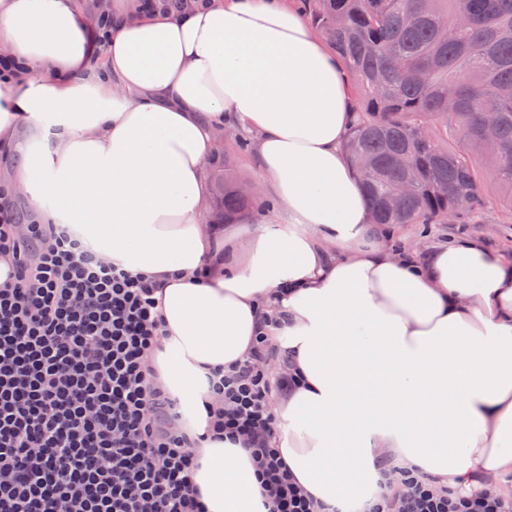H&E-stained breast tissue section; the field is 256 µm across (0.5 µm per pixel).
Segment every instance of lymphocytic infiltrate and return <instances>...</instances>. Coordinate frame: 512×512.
Masks as SVG:
<instances>
[{"instance_id":"1","label":"lymphocytic infiltrate","mask_w":512,"mask_h":512,"mask_svg":"<svg viewBox=\"0 0 512 512\" xmlns=\"http://www.w3.org/2000/svg\"><path fill=\"white\" fill-rule=\"evenodd\" d=\"M0 512H201L196 457L180 403L148 382L162 321L147 276L99 258L54 224H22L0 189ZM284 356L260 333L246 359L216 373L224 416L210 437L243 443L273 512H317L274 446L269 365ZM367 512H512V501L449 494L404 470Z\"/></svg>"}]
</instances>
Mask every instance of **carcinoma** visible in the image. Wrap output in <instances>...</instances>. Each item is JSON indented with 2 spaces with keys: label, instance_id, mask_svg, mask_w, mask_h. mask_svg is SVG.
Here are the masks:
<instances>
[{
  "label": "carcinoma",
  "instance_id": "cac0c4a2",
  "mask_svg": "<svg viewBox=\"0 0 512 512\" xmlns=\"http://www.w3.org/2000/svg\"><path fill=\"white\" fill-rule=\"evenodd\" d=\"M313 28L345 64L358 106L344 151L378 224H442L490 201L512 214V0H309ZM493 150L477 157L485 117ZM411 189L391 202L394 188ZM214 201L253 211L229 169Z\"/></svg>",
  "mask_w": 512,
  "mask_h": 512
}]
</instances>
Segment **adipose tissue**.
<instances>
[{
  "instance_id": "1",
  "label": "adipose tissue",
  "mask_w": 512,
  "mask_h": 512,
  "mask_svg": "<svg viewBox=\"0 0 512 512\" xmlns=\"http://www.w3.org/2000/svg\"><path fill=\"white\" fill-rule=\"evenodd\" d=\"M111 13L103 49L77 0H0V56L22 65L0 80L7 184L44 223L152 277V380L181 399L189 434L221 404L209 373L279 319L271 342L295 383L274 398L277 445L307 495L363 505L386 459L512 499V261L479 241L422 259L367 245L376 226L343 151L352 90L296 0H114ZM227 128L252 134L278 203L235 255L205 222V161ZM196 454L206 512H269L242 444Z\"/></svg>"
}]
</instances>
